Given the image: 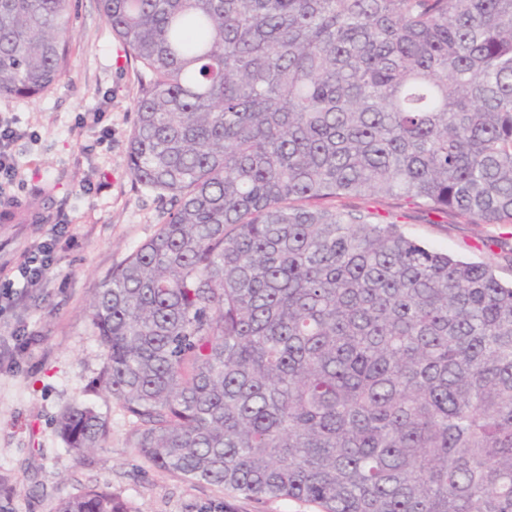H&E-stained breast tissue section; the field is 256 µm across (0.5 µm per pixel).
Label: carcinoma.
I'll use <instances>...</instances> for the list:
<instances>
[{"label": "carcinoma", "mask_w": 512, "mask_h": 512, "mask_svg": "<svg viewBox=\"0 0 512 512\" xmlns=\"http://www.w3.org/2000/svg\"><path fill=\"white\" fill-rule=\"evenodd\" d=\"M99 2L148 74L129 172L171 200L88 311L138 455L318 512H512V286L336 207L512 224V0ZM71 15L0 0V96L66 74ZM56 429L109 433L89 404Z\"/></svg>", "instance_id": "carcinoma-1"}]
</instances>
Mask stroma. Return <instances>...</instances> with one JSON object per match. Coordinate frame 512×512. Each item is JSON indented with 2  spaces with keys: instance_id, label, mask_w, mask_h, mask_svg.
Returning <instances> with one entry per match:
<instances>
[{
  "instance_id": "35a3bbf8",
  "label": "stroma",
  "mask_w": 512,
  "mask_h": 512,
  "mask_svg": "<svg viewBox=\"0 0 512 512\" xmlns=\"http://www.w3.org/2000/svg\"><path fill=\"white\" fill-rule=\"evenodd\" d=\"M143 81L98 0H76L70 66L49 91L0 96V114L17 117L13 147L20 185L0 193L21 206L0 219V266L59 225L55 268L42 284L0 313V512H56L85 486L108 485L131 512H317L288 498H227L223 489L188 482L140 458L132 419L94 388L102 346L86 308L112 268L151 239L169 200L137 185L128 170V137ZM348 207L400 224L411 238L465 260L491 264L512 282V224H472L385 197L348 200ZM90 404L107 416L101 447L78 456L58 437L54 418L67 405Z\"/></svg>"
}]
</instances>
